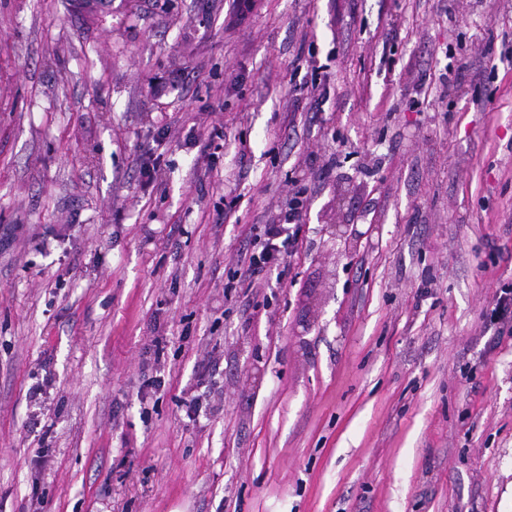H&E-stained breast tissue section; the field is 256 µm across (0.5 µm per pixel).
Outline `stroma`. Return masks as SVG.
<instances>
[{"mask_svg":"<svg viewBox=\"0 0 512 512\" xmlns=\"http://www.w3.org/2000/svg\"><path fill=\"white\" fill-rule=\"evenodd\" d=\"M253 2L0 0V512H512V0ZM299 192L288 203V209L277 214L270 224H261L259 239L260 250L253 252L249 257L248 271L258 284L273 267L280 264L282 249L296 239L301 225L303 200ZM491 321L500 323L512 321V289L503 288L495 297L494 306L490 312Z\"/></svg>","mask_w":512,"mask_h":512,"instance_id":"1","label":"stroma"}]
</instances>
